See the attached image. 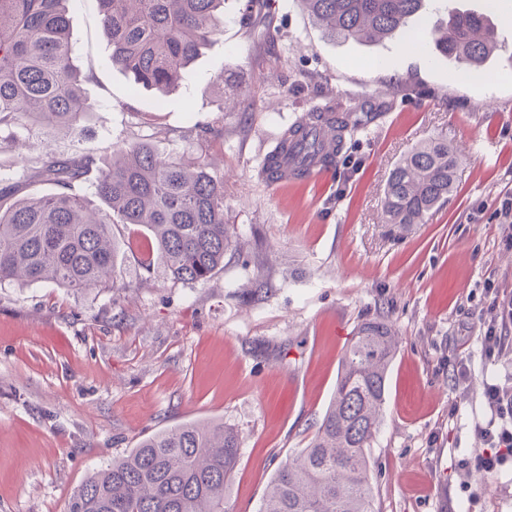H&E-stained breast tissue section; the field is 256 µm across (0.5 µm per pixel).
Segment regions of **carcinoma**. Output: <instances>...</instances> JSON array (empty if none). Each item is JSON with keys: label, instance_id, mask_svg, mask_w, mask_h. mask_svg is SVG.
<instances>
[{"label": "carcinoma", "instance_id": "1", "mask_svg": "<svg viewBox=\"0 0 512 512\" xmlns=\"http://www.w3.org/2000/svg\"><path fill=\"white\" fill-rule=\"evenodd\" d=\"M67 0H0V125L33 135L72 134L94 111L73 64ZM331 38L376 42L400 38L424 0H297ZM112 43L109 61L132 79V91L173 90L201 47L224 30V0H97ZM267 0H248L257 36ZM436 49L472 66L495 48L477 14L435 25ZM376 113L308 112L282 132L279 154L298 151L294 175L318 158L337 157L346 135ZM40 154L35 170L0 180V286L53 282L66 288L114 284L112 227L146 231L142 265L161 261L175 282H205L244 242L224 223V184L205 163L162 156L145 142L117 150ZM458 158L438 137L407 153L390 172L383 223L398 236L426 223L456 188ZM50 184L18 195L31 177ZM88 185L105 208L89 209L77 188ZM398 336L385 319L362 323L346 346L336 389L307 447L281 462L259 512H374L368 449L382 423L387 375ZM239 432L222 422L182 423L146 437L94 471L73 493L68 512H226L224 498L240 457Z\"/></svg>", "mask_w": 512, "mask_h": 512}]
</instances>
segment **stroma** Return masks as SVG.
I'll use <instances>...</instances> for the list:
<instances>
[{
  "label": "stroma",
  "mask_w": 512,
  "mask_h": 512,
  "mask_svg": "<svg viewBox=\"0 0 512 512\" xmlns=\"http://www.w3.org/2000/svg\"><path fill=\"white\" fill-rule=\"evenodd\" d=\"M245 0H225L210 40L165 97L131 94L109 64L97 0H70V38L95 112L83 138L135 141L205 161L224 185V221L247 245L208 281L143 267L138 227L121 225L111 288L0 286V512H65L72 493L143 438L185 422L238 429L228 512H258L289 453L306 447L356 328L385 318L399 336L384 420L369 450L375 512H512V470L475 466L488 413L485 382L512 378L480 336L485 286L512 293V0H426L424 14L486 16L497 49L477 71L435 50L416 20L401 39L327 37L295 0L254 38ZM254 103L223 109V87ZM367 99L385 110L347 136L329 178L268 184L257 175L274 138L313 106ZM458 157L456 188L404 237L381 222L394 165L433 138ZM262 281L267 298L240 292ZM469 376L456 383L453 364Z\"/></svg>",
  "instance_id": "35a3bbf8"
}]
</instances>
